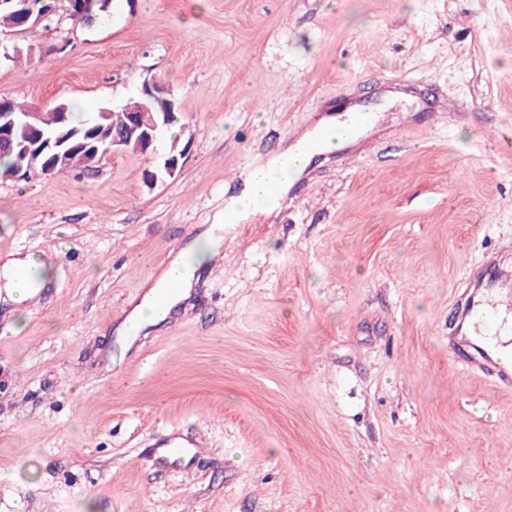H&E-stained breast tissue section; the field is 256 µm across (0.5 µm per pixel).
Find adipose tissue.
Instances as JSON below:
<instances>
[{
	"label": "adipose tissue",
	"instance_id": "1",
	"mask_svg": "<svg viewBox=\"0 0 512 512\" xmlns=\"http://www.w3.org/2000/svg\"><path fill=\"white\" fill-rule=\"evenodd\" d=\"M342 125V120L337 117L323 119L313 130L302 134L269 162L267 168L280 173L281 187H288L290 181L302 175L316 157L342 147V140L337 139L335 135L337 128ZM264 169L258 167L249 173L242 193L230 199L224 212L225 219L242 217L273 207L275 198L269 193L263 177ZM218 243L219 240L213 233H206L196 241L193 249L182 260L173 262L157 281L155 290L149 291L141 303L133 309L128 318L131 329L138 332L163 322L164 314L158 313L155 308L158 290L171 284L175 285L176 291L169 298L170 303L173 304L185 297L198 268L215 256ZM31 269L44 278L50 274L49 264L36 255H29L22 259H7L0 263V286L4 287L12 302H22L29 296L30 284L24 279L23 274Z\"/></svg>",
	"mask_w": 512,
	"mask_h": 512
}]
</instances>
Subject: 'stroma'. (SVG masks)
Masks as SVG:
<instances>
[{
  "instance_id": "obj_1",
  "label": "stroma",
  "mask_w": 512,
  "mask_h": 512,
  "mask_svg": "<svg viewBox=\"0 0 512 512\" xmlns=\"http://www.w3.org/2000/svg\"><path fill=\"white\" fill-rule=\"evenodd\" d=\"M188 148L0 179V512H512V391L448 353L467 270L512 260V0H112L0 32V97L78 116L144 80ZM375 137L222 230L167 319L123 325L250 170L349 105ZM205 443L156 469L170 436ZM174 140H176V139H173L169 143V148L172 146V144H173V147L166 154L163 164L154 170H147V172L145 174V181L149 186L152 187V186L156 185L158 182H163L165 180V178L172 177L175 175V173L179 167L180 160L184 156V153H185L188 143L182 149H180L179 151L176 152L175 150H176L178 141H175L173 143ZM31 269L40 274L41 280L51 272L50 265L36 255H27L24 259H5L0 267L3 288L13 303H20L31 294L30 283L22 277L23 272Z\"/></svg>"
}]
</instances>
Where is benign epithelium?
Returning a JSON list of instances; mask_svg holds the SVG:
<instances>
[{"instance_id": "7a95c632", "label": "benign epithelium", "mask_w": 512, "mask_h": 512, "mask_svg": "<svg viewBox=\"0 0 512 512\" xmlns=\"http://www.w3.org/2000/svg\"><path fill=\"white\" fill-rule=\"evenodd\" d=\"M69 15L75 17L76 21L82 25L90 26L98 18L99 12L106 9L108 0H96L100 4L99 10L95 11L87 6L84 0H68ZM6 5L13 10L18 25L24 26L31 21H41L42 16L36 14L34 0H0V6ZM166 102L168 111L176 109V102L164 82L153 78L147 80L142 85L137 96L128 99L121 105V109L127 112L129 123L125 130L112 134L111 152H120L128 150L129 146H134L136 152L147 155L156 152V131L158 122L153 116L154 109L152 101ZM17 117L11 111L10 100L6 97L0 99V142L13 146L10 136L16 126ZM25 126L31 133L30 140L21 144V154L29 163L36 162L46 149L52 146H62L71 137L64 128L57 131L55 137H47L37 125V114L29 112L25 115ZM185 149L178 151L170 150L166 154L163 164L149 170L145 174V181L149 186H154L162 182L167 177L175 175L180 160L183 158ZM102 157L98 150H92L85 146L83 148L70 147L60 149L52 154L51 160L46 165V174L55 175L67 172L74 167L85 163H100Z\"/></svg>"}]
</instances>
